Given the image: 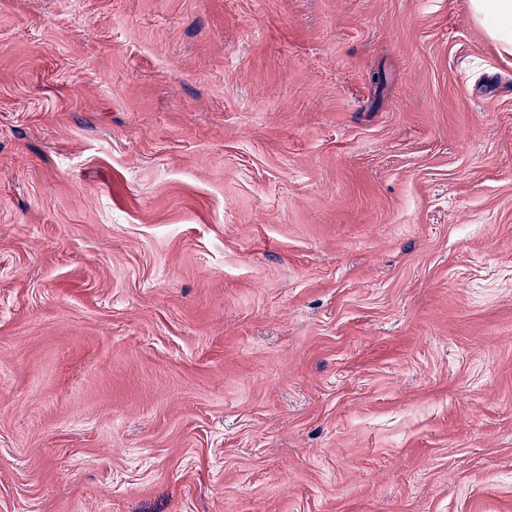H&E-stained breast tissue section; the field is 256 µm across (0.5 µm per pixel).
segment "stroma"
<instances>
[{"label": "stroma", "instance_id": "stroma-1", "mask_svg": "<svg viewBox=\"0 0 512 512\" xmlns=\"http://www.w3.org/2000/svg\"><path fill=\"white\" fill-rule=\"evenodd\" d=\"M0 512H512L468 0H0Z\"/></svg>", "mask_w": 512, "mask_h": 512}]
</instances>
